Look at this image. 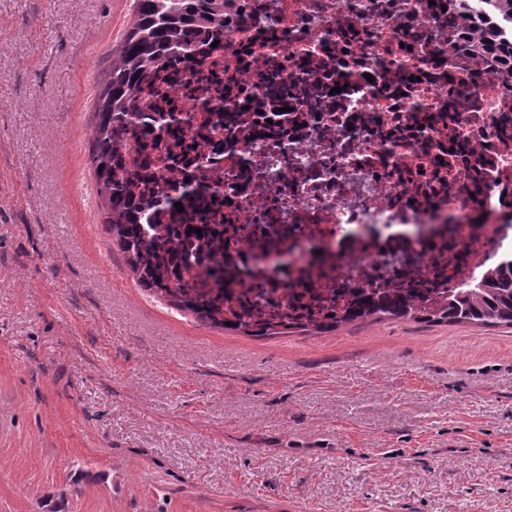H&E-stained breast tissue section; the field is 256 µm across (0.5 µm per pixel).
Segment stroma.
<instances>
[{"mask_svg": "<svg viewBox=\"0 0 512 512\" xmlns=\"http://www.w3.org/2000/svg\"><path fill=\"white\" fill-rule=\"evenodd\" d=\"M133 0H0V512H512V328L257 338L138 288L88 196Z\"/></svg>", "mask_w": 512, "mask_h": 512, "instance_id": "stroma-1", "label": "stroma"}]
</instances>
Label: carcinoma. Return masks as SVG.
Listing matches in <instances>:
<instances>
[{
    "label": "carcinoma",
    "instance_id": "obj_1",
    "mask_svg": "<svg viewBox=\"0 0 512 512\" xmlns=\"http://www.w3.org/2000/svg\"><path fill=\"white\" fill-rule=\"evenodd\" d=\"M229 0H134L133 20L120 45L111 50L104 80L96 94L90 126V152L98 186L97 205L103 224L112 235V250L122 255L136 285L168 304L185 310L213 327L246 336L269 337L294 331L329 332L339 326L372 317H390L426 323L512 327V261L505 262L483 278L448 290L441 305L424 304L413 292L387 285L376 286L357 296L351 305L326 320L291 321L284 316L257 321L252 313L224 318V296L192 293L168 273L170 260L180 245L192 244L197 233L176 239H145L133 215L130 182L125 178L117 146L131 131L130 122L139 112L138 83L141 74L163 69L178 56L196 53L199 44L224 39V6ZM471 0H455L453 25L464 50L486 52L512 67V32L473 13Z\"/></svg>",
    "mask_w": 512,
    "mask_h": 512
}]
</instances>
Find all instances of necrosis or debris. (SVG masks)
Masks as SVG:
<instances>
[{"label": "necrosis or debris", "mask_w": 512, "mask_h": 512, "mask_svg": "<svg viewBox=\"0 0 512 512\" xmlns=\"http://www.w3.org/2000/svg\"><path fill=\"white\" fill-rule=\"evenodd\" d=\"M448 0H234L218 45L143 79L120 149L137 213L195 225L178 278L268 313L387 281L453 288L512 257V70Z\"/></svg>", "instance_id": "necrosis-or-debris-1"}]
</instances>
